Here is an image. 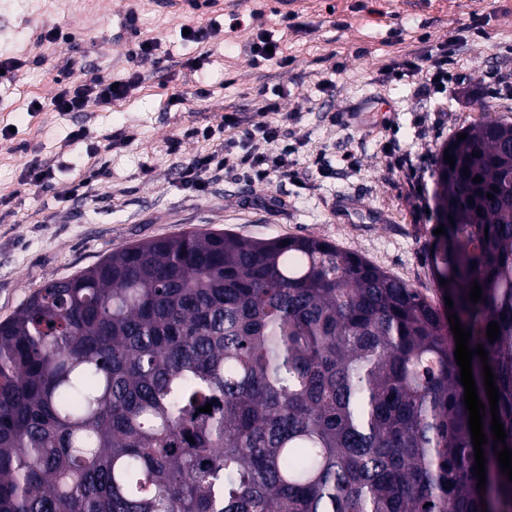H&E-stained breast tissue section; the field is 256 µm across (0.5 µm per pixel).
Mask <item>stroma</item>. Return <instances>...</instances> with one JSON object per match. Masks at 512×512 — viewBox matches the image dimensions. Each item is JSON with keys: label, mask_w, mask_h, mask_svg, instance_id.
<instances>
[{"label": "stroma", "mask_w": 512, "mask_h": 512, "mask_svg": "<svg viewBox=\"0 0 512 512\" xmlns=\"http://www.w3.org/2000/svg\"><path fill=\"white\" fill-rule=\"evenodd\" d=\"M217 11L238 15L242 25L219 36L204 73L176 65L164 84L146 59L138 66L139 87L112 106L34 112L31 101L53 97L58 76L76 84L125 76L131 40L158 37L176 62L194 58L199 46L180 37L191 18L171 15L154 0H0V56L23 62L0 74V197L11 199L0 205V322L49 281L127 245L190 230L323 238L444 305L430 262L435 160L481 104L512 122V0H300L285 69L273 61L255 66L249 50L257 33L279 28L282 0L241 7L219 0ZM55 28L72 33V41H44ZM455 36L464 39L455 55L463 79L424 94L422 77L396 76L393 63ZM280 83L288 86L280 110L292 115L285 128L301 142L295 178H219L185 188L177 165L211 147L198 130L219 129L228 113L250 129L261 119L258 89ZM199 84L205 98L168 107L172 93ZM80 127L84 139H71ZM111 135L123 143L96 159L104 175L94 185L95 201L19 192L32 159L52 161L57 180L67 181ZM174 140L180 148L173 154ZM402 148L426 168L424 181L397 168ZM323 152L352 154L355 164L321 173L314 159Z\"/></svg>", "instance_id": "35a3bbf8"}]
</instances>
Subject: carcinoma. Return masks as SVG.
I'll use <instances>...</instances> for the list:
<instances>
[{
  "instance_id": "cac0c4a2",
  "label": "carcinoma",
  "mask_w": 512,
  "mask_h": 512,
  "mask_svg": "<svg viewBox=\"0 0 512 512\" xmlns=\"http://www.w3.org/2000/svg\"><path fill=\"white\" fill-rule=\"evenodd\" d=\"M489 108L439 150L431 265L512 449V122ZM455 349L437 305L321 238L130 244L0 322V512H512L475 354L477 489Z\"/></svg>"
}]
</instances>
